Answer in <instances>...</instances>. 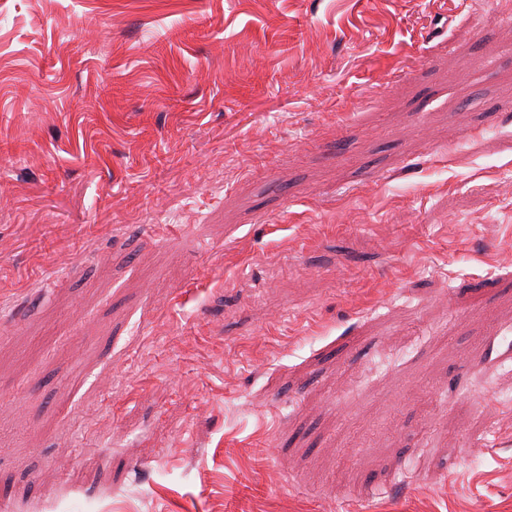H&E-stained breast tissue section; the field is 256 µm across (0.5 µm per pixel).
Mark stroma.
I'll return each instance as SVG.
<instances>
[{
  "instance_id": "obj_1",
  "label": "stroma",
  "mask_w": 512,
  "mask_h": 512,
  "mask_svg": "<svg viewBox=\"0 0 512 512\" xmlns=\"http://www.w3.org/2000/svg\"><path fill=\"white\" fill-rule=\"evenodd\" d=\"M510 352L512 0H0V512H512Z\"/></svg>"
}]
</instances>
